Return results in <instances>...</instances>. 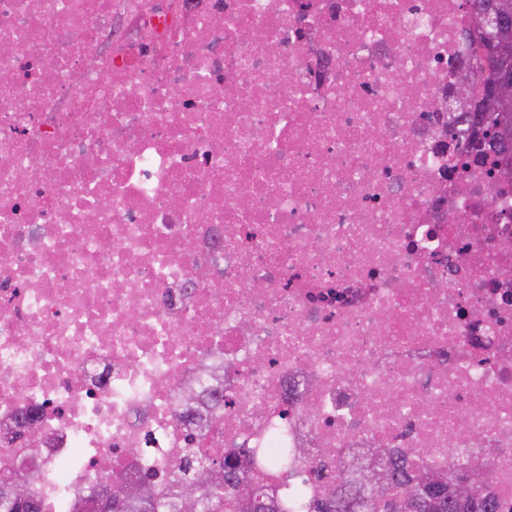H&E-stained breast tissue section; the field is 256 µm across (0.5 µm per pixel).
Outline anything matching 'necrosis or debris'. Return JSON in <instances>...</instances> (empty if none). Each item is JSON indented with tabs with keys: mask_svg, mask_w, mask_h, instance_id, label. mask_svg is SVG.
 I'll return each instance as SVG.
<instances>
[{
	"mask_svg": "<svg viewBox=\"0 0 512 512\" xmlns=\"http://www.w3.org/2000/svg\"><path fill=\"white\" fill-rule=\"evenodd\" d=\"M469 27L456 0H0V473L92 512L220 448L314 512L409 448L512 512V180L460 121Z\"/></svg>",
	"mask_w": 512,
	"mask_h": 512,
	"instance_id": "1",
	"label": "necrosis or debris"
}]
</instances>
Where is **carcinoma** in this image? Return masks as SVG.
<instances>
[{
	"label": "carcinoma",
	"instance_id": "cac0c4a2",
	"mask_svg": "<svg viewBox=\"0 0 512 512\" xmlns=\"http://www.w3.org/2000/svg\"><path fill=\"white\" fill-rule=\"evenodd\" d=\"M470 17L489 16L497 26L491 30V37L471 40L474 55L485 73L484 81L475 86L477 103L474 112L466 114L471 127L482 129V135L493 132L488 146L500 157L512 156V126L498 125L497 115L489 106V91L495 79L503 72H512V62L500 61L495 47L504 41L512 43V0H465ZM183 477L171 487L170 497L152 496L153 505L144 502L142 496L135 497L121 491V512H246L245 497L254 493L259 497L256 512H277L273 500L262 498L263 475H256L253 485L236 494L228 486L236 482V472L222 456L204 451L193 459H186ZM384 482L371 491L380 497L374 502L366 496L358 477L350 478L336 492V496L315 506L316 512H365L367 509L385 508V512H489L490 502L484 495L485 485L474 484L460 498L452 490L444 473H417L408 468L405 459L394 462L383 471ZM17 479L0 477V512H18L11 496V486Z\"/></svg>",
	"mask_w": 512,
	"mask_h": 512
}]
</instances>
